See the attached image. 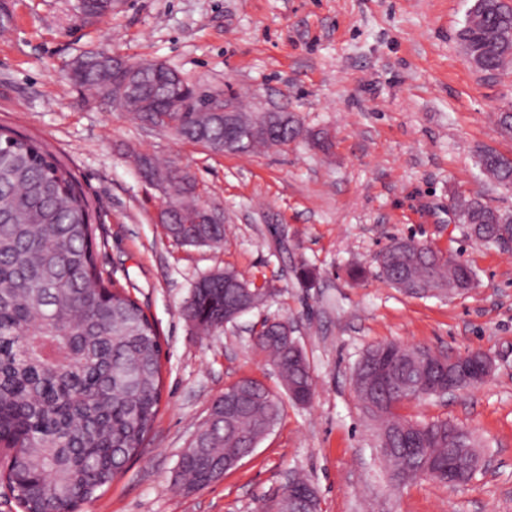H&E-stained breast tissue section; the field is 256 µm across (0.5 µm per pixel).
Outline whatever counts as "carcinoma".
Returning <instances> with one entry per match:
<instances>
[{
  "mask_svg": "<svg viewBox=\"0 0 512 512\" xmlns=\"http://www.w3.org/2000/svg\"><path fill=\"white\" fill-rule=\"evenodd\" d=\"M484 18L465 22L458 40L477 69L493 74L512 58V9L503 0H482ZM89 18L110 12L102 0H78ZM72 83L133 112L144 126L224 151V113L180 112L177 103L193 85L167 68H141L133 88L123 86L121 62L89 52L72 66ZM240 138L234 152L285 147L301 133L286 112H238ZM142 175L159 184L170 213L166 234L185 245L220 246L222 224H187L198 212L188 171L133 154ZM480 171L512 191V155L477 152ZM454 212L469 237L503 245L512 237V211L479 199L458 198ZM92 204L72 171L36 139L0 125V460L3 485L21 512H75L98 497L138 456L152 430L161 399L162 346L154 323L99 265ZM377 263L391 287L420 297L460 294L474 284L470 266L411 239H397ZM270 296L226 267L202 278L183 307L204 334L224 329V308L242 301L252 309ZM288 396L313 391L303 350L275 337L266 323L255 335ZM420 348L384 343L369 348L355 369V392L365 411L380 421L379 451L392 464V480H443L448 458L470 457L471 433L446 420L414 422L397 413L405 379L413 390L431 386L446 361ZM383 360L389 376L375 384L373 364ZM281 398L253 378L224 389L209 419L182 454L177 485L201 488L224 476L247 448L279 421Z\"/></svg>",
  "mask_w": 512,
  "mask_h": 512,
  "instance_id": "1",
  "label": "carcinoma"
}]
</instances>
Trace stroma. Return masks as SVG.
I'll list each match as a JSON object with an SVG mask.
<instances>
[{
    "mask_svg": "<svg viewBox=\"0 0 512 512\" xmlns=\"http://www.w3.org/2000/svg\"><path fill=\"white\" fill-rule=\"evenodd\" d=\"M96 20L75 0H5L0 125L39 139L97 204L101 262L154 321L162 345L159 411L141 455L80 512H277L303 476L321 512H512V247L467 238L458 196L512 210V192L475 154H512L496 115L512 103V65L495 75L457 38L473 0H113ZM157 60L194 86L232 90L246 110L292 113L328 150L298 139L258 154L214 153L154 131L78 91L70 61L89 49ZM188 169L223 212L221 246L168 237L164 205L130 152ZM411 238L472 266L455 296L417 298L379 278L376 253ZM316 274L304 287L301 265ZM231 265L268 285V302L223 331L182 316L196 282ZM288 320L315 379L311 404L285 402L279 424L223 479L190 493L174 484L182 452L211 401L243 377L282 387L252 329ZM397 342L448 356L489 354L481 386L401 405L400 415L470 431L486 458L467 483L398 485L352 387L370 346Z\"/></svg>",
    "mask_w": 512,
    "mask_h": 512,
    "instance_id": "obj_1",
    "label": "stroma"
}]
</instances>
